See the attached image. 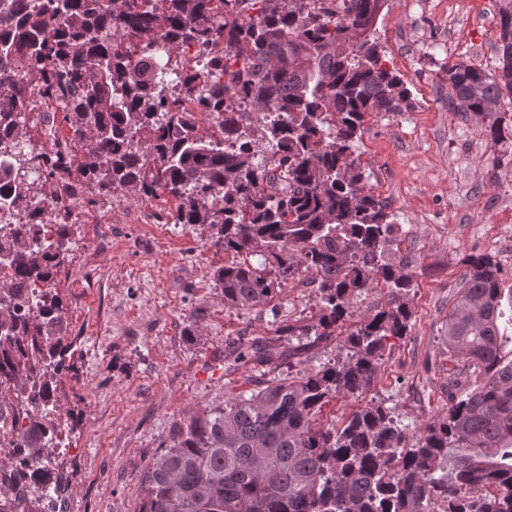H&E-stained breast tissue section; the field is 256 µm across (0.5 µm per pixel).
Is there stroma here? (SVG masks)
<instances>
[{
	"instance_id": "obj_1",
	"label": "stroma",
	"mask_w": 512,
	"mask_h": 512,
	"mask_svg": "<svg viewBox=\"0 0 512 512\" xmlns=\"http://www.w3.org/2000/svg\"><path fill=\"white\" fill-rule=\"evenodd\" d=\"M497 12L498 0H386L377 36L412 106L368 115L357 154L368 188L398 214L392 249L413 273L411 329L369 388L324 407L323 425L381 401L412 435L445 416V330L462 259L490 253L512 275V169H493L496 148L480 124L449 110L442 80L451 62L493 68ZM173 206L123 191L92 207L110 235L71 228L72 250L55 275L74 342V369L58 384L63 444L51 450L68 477L62 512H141L143 473L173 426L243 385L245 372L224 373L227 342L317 313L314 288L296 279L271 305H225L214 272L235 254L212 246L208 225L169 223Z\"/></svg>"
}]
</instances>
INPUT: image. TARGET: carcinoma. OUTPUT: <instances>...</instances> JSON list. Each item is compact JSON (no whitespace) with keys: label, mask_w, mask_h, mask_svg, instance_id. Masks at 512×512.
Masks as SVG:
<instances>
[{"label":"carcinoma","mask_w":512,"mask_h":512,"mask_svg":"<svg viewBox=\"0 0 512 512\" xmlns=\"http://www.w3.org/2000/svg\"><path fill=\"white\" fill-rule=\"evenodd\" d=\"M385 0H0V512H56L64 491L46 449L63 421L58 377L68 340L55 275L71 225L40 222L72 167L97 193L177 202L174 224H207L213 245L244 256L215 271L224 302L266 304L295 278L317 288L312 324L224 350V374L288 363L343 327L351 300L377 284L387 303L343 340L346 356L251 388L177 425L143 475V512H512V285L497 256L471 254L448 311V416L406 436L370 404L323 427V408L369 387L389 339L411 328L414 288L390 246L399 229L366 188L354 145L365 117L400 112L409 92L384 65ZM494 72L444 68L448 109L480 119L491 145L512 141L497 116L512 98V14L498 8ZM215 50L183 79L216 108L224 137L182 110L160 54ZM224 77L219 81L218 77ZM58 104L82 153L25 150L36 98ZM248 102L254 117L233 108ZM270 155L257 159L258 143ZM257 257L253 263L250 258ZM288 337L283 350L282 337ZM308 337V342L291 340ZM25 397L16 407L9 396Z\"/></svg>","instance_id":"carcinoma-1"}]
</instances>
